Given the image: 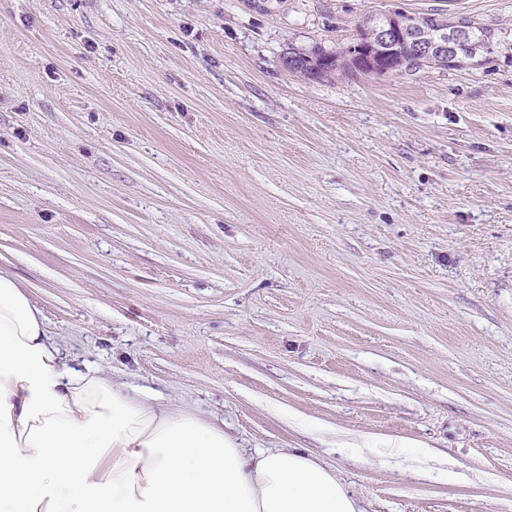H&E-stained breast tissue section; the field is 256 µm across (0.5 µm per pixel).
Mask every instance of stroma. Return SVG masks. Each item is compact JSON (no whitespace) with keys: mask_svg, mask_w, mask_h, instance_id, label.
<instances>
[{"mask_svg":"<svg viewBox=\"0 0 512 512\" xmlns=\"http://www.w3.org/2000/svg\"><path fill=\"white\" fill-rule=\"evenodd\" d=\"M512 0H0V269L74 361L308 448L362 512H512V60L313 82ZM355 42L351 44L347 50L345 55L343 56H337V53L334 54L333 52L327 51L324 47L321 45H314L309 50L305 51H299V54H304L307 56H310L318 61L314 62L311 59L307 57H303L301 55H296L294 53L288 54L287 57L283 58V65L288 70L294 69V68H303V69H296L293 70L294 73L300 74L304 78L311 80V81H321L325 79H331L333 76L338 74H353V73H359V74H365V71L362 68L356 69V71H350L348 70L344 65L337 66L336 59L338 57H345V63L349 66H354L353 59L355 56H347L351 52V47L354 46ZM320 69L317 70L319 68ZM339 67V68H337ZM317 70V72H310Z\"/></svg>","mask_w":512,"mask_h":512,"instance_id":"35a3bbf8","label":"stroma"}]
</instances>
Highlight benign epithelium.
<instances>
[{
  "instance_id": "7a95c632",
  "label": "benign epithelium",
  "mask_w": 512,
  "mask_h": 512,
  "mask_svg": "<svg viewBox=\"0 0 512 512\" xmlns=\"http://www.w3.org/2000/svg\"><path fill=\"white\" fill-rule=\"evenodd\" d=\"M404 45L410 56L425 59L431 64L451 63L462 49L473 47L470 29L458 24L449 31L437 36H428L423 30L416 28L408 17L392 14L379 26L372 30V39L367 41L369 49L365 60L372 68L374 76H386L396 73L394 67L386 59L384 51L391 47ZM285 68H303L315 71L318 63L307 57L294 53L283 58Z\"/></svg>"
}]
</instances>
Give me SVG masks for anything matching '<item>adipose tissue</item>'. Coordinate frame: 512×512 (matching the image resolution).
Segmentation results:
<instances>
[{"label": "adipose tissue", "mask_w": 512, "mask_h": 512, "mask_svg": "<svg viewBox=\"0 0 512 512\" xmlns=\"http://www.w3.org/2000/svg\"><path fill=\"white\" fill-rule=\"evenodd\" d=\"M0 512H361L307 448H245L205 413L74 367L0 270Z\"/></svg>", "instance_id": "obj_1"}]
</instances>
